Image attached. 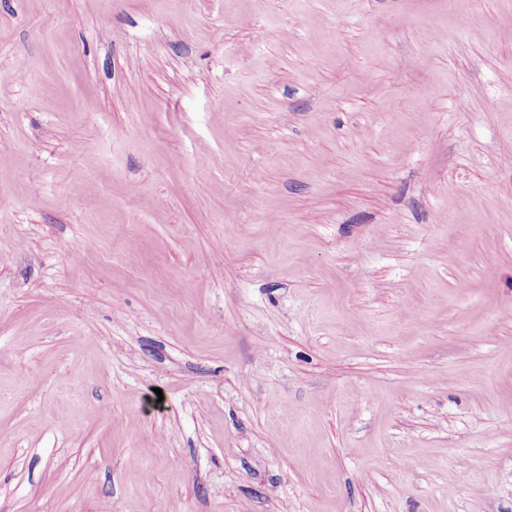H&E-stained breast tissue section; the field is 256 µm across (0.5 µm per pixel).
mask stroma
I'll use <instances>...</instances> for the list:
<instances>
[{"instance_id": "35a3bbf8", "label": "stroma", "mask_w": 512, "mask_h": 512, "mask_svg": "<svg viewBox=\"0 0 512 512\" xmlns=\"http://www.w3.org/2000/svg\"><path fill=\"white\" fill-rule=\"evenodd\" d=\"M0 512H512V0H0Z\"/></svg>"}]
</instances>
